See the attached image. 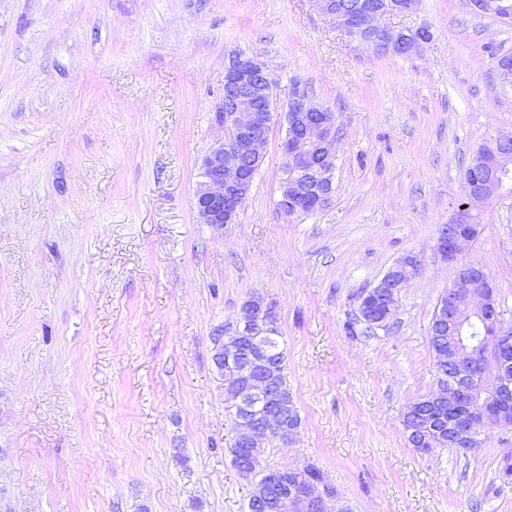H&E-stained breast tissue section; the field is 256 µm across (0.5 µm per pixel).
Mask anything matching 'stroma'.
I'll use <instances>...</instances> for the list:
<instances>
[{"label": "stroma", "instance_id": "35a3bbf8", "mask_svg": "<svg viewBox=\"0 0 512 512\" xmlns=\"http://www.w3.org/2000/svg\"><path fill=\"white\" fill-rule=\"evenodd\" d=\"M384 23L433 38L378 54L311 0H0V512H247L212 337L254 296L301 417L266 465H316L350 512H512V425L467 452L402 425L437 387L440 227L472 156L512 134V25L466 0ZM235 54L268 64L280 113L296 79L336 113L326 207L281 210L280 117L236 223L199 222ZM480 213L463 259L512 321V197ZM407 256L390 325L366 329L360 293Z\"/></svg>", "mask_w": 512, "mask_h": 512}]
</instances>
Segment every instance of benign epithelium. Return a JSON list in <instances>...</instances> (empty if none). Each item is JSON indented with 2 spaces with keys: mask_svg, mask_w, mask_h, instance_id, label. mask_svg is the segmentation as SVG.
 I'll return each instance as SVG.
<instances>
[{
  "mask_svg": "<svg viewBox=\"0 0 512 512\" xmlns=\"http://www.w3.org/2000/svg\"><path fill=\"white\" fill-rule=\"evenodd\" d=\"M321 13L333 18L349 35L361 42H374L382 53L411 55L432 39L424 25L392 30L381 20L393 14H410L418 0H376L353 14L336 7L335 0H311ZM273 83L266 63L256 57H232L226 65L224 100L215 126L217 138L201 165L202 181L196 191L195 206L203 224L224 227L234 224L241 206L261 168L273 124L274 108L268 98ZM287 132L282 143L284 166L281 181V208L290 215L325 207L334 192L330 162L335 158L339 125L336 113L316 101L308 90L293 87L285 112ZM512 197V135L499 137L465 180V200L456 217L444 225L436 249L442 260L456 265V279L434 309L430 335L452 333L448 342V372L452 381L440 385L436 402L448 407V427L436 428L422 436L421 443L433 448H474L479 444L478 424L493 418L503 421L512 404V322L504 319L496 292L484 269L463 261V252L480 233V225L470 223L472 206L496 197ZM417 270V260L407 256L387 272L381 287L387 289L382 301L393 307L395 294ZM266 308L254 297L246 302L235 336L250 351L241 360L245 391L254 397H268L265 369L269 362L265 332L254 329L257 316ZM479 379L487 389L483 406L471 399V382ZM280 412L269 407L255 426L250 443L263 441L278 425ZM288 473L273 472L267 484L284 488L280 496L283 512H330L329 487H311L297 492Z\"/></svg>",
  "mask_w": 512,
  "mask_h": 512,
  "instance_id": "7a95c632",
  "label": "benign epithelium"
}]
</instances>
